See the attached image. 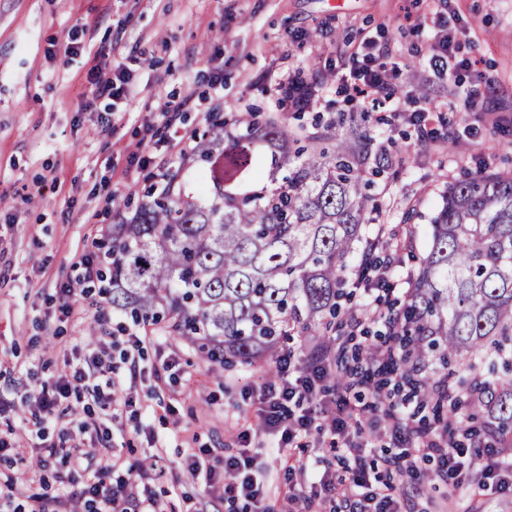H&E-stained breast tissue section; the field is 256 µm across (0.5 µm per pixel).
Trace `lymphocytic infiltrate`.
<instances>
[{"label":"lymphocytic infiltrate","mask_w":512,"mask_h":512,"mask_svg":"<svg viewBox=\"0 0 512 512\" xmlns=\"http://www.w3.org/2000/svg\"><path fill=\"white\" fill-rule=\"evenodd\" d=\"M364 54L354 61L349 74L343 77L341 90L353 101L365 104L383 98L391 111H403L405 97L395 82L399 64L388 65L383 61L385 52L371 40L363 42ZM111 345L99 341L95 346L74 353L67 359L65 374L42 385L37 396L34 412L36 422L57 420L68 415L70 399L84 396L92 399L93 405L84 409L77 419L79 433L95 434L101 448L111 446V437L104 426L105 420L129 417L133 431H140L139 411L132 397L121 395V378L115 372L110 353ZM313 368L298 369L291 353H284L278 361L277 381L263 382L259 391L265 404L262 417L268 435L279 438L282 444H293L314 428L315 417L310 407L320 391L321 383L329 369L327 352H317ZM348 415L332 417L329 431L348 441L347 460L349 476L330 483L329 491L345 504V512H395V500L388 487L373 482L364 459L358 454L355 444L350 443L351 418ZM392 428L396 434L416 437L418 447L408 449L407 470H415L417 460L433 459L449 482H456L460 475V453L451 435L410 426L403 418H395ZM93 451L81 446L65 447L64 444L44 446L40 461L61 456L66 458L70 470L79 475L80 486L66 498H46L19 506L18 512H163L161 502L149 494L140 482L125 479L113 480L111 465L105 464L91 470L83 462ZM182 467L190 475L202 476L206 485L220 486L222 497L228 502L241 500L259 503L262 496L260 481L252 469V460L246 454L230 456L217 463L204 464L197 455L188 456ZM234 473V481H225V473Z\"/></svg>","instance_id":"f902f5d3"}]
</instances>
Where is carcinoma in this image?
<instances>
[{"mask_svg":"<svg viewBox=\"0 0 512 512\" xmlns=\"http://www.w3.org/2000/svg\"><path fill=\"white\" fill-rule=\"evenodd\" d=\"M322 139L311 134L294 149L274 120H238L233 132L215 125L194 152L197 194L175 172L112 226V309L143 324L163 317L168 334L228 366L266 361L290 337L330 328L349 296L346 272L368 273L390 242L364 232L371 199L361 172L373 137L342 140L333 154ZM261 155L271 159L266 184L253 178ZM409 284L387 321L409 361L460 355L512 372V172L448 184ZM464 407L512 434V380L438 405L451 422Z\"/></svg>","mask_w":512,"mask_h":512,"instance_id":"obj_1","label":"carcinoma"}]
</instances>
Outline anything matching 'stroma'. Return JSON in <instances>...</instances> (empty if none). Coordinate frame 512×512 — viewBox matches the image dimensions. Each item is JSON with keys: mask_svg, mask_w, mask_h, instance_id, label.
<instances>
[{"mask_svg": "<svg viewBox=\"0 0 512 512\" xmlns=\"http://www.w3.org/2000/svg\"><path fill=\"white\" fill-rule=\"evenodd\" d=\"M449 22L456 55L465 67L453 75L432 63L434 27ZM370 39L399 63L396 83L413 99L440 108L430 117L433 142L417 138L407 112L381 107L363 112L345 100L339 83L361 39ZM124 70L137 87L133 101L96 100L86 73ZM300 78L318 75V104L298 112L269 92L273 71ZM465 90L479 96V109L457 106ZM113 109L115 125L101 118ZM351 116L344 134L366 129L385 165L370 192L367 236L395 231L407 248L391 254L395 273L386 287L355 289L387 302L405 298L414 256L429 247V218L449 182L486 168L512 170V0H0V431L12 430L26 463L0 455V469L19 475L15 503L60 494L62 463L40 468V446L57 440V427L25 426L23 396L64 370L63 354L92 343L96 318H65L57 290L76 274L75 264L103 241L126 204H138L148 188L179 171L187 191L197 189L198 168L182 156L178 135H201L211 124L233 130L239 117L275 119L289 131L329 137L338 115ZM123 372V390L141 402L145 435L112 430L113 476L137 478L166 512H226L210 488L179 469L191 453L220 458L237 454L240 434L250 431L252 468L265 486V512H340L338 500L315 495L323 472L344 476L345 455L330 432L311 435L293 449L305 477L288 483L285 459L270 447L259 416L255 385L263 364L227 367L203 359L196 347L159 327ZM178 363L163 371L168 356ZM430 389L441 380L492 383L496 377L462 362L429 365L417 375ZM382 402L357 420L354 441L375 473L391 474L402 512H512V493L486 499L475 485L451 487L437 478L436 462L422 475L398 474L392 463L403 449L386 433L390 418L411 412L432 420L421 393L399 373H383Z\"/></svg>", "mask_w": 512, "mask_h": 512, "instance_id": "obj_1", "label": "stroma"}]
</instances>
